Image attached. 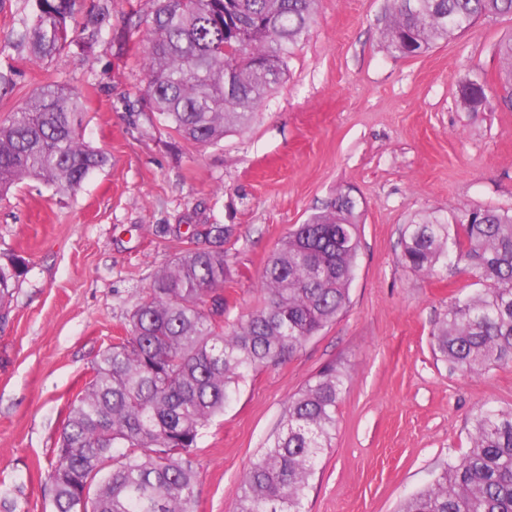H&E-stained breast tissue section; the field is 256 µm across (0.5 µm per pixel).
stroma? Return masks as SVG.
Instances as JSON below:
<instances>
[{
    "instance_id": "35a3bbf8",
    "label": "stroma",
    "mask_w": 512,
    "mask_h": 512,
    "mask_svg": "<svg viewBox=\"0 0 512 512\" xmlns=\"http://www.w3.org/2000/svg\"><path fill=\"white\" fill-rule=\"evenodd\" d=\"M386 8L319 0L256 120L198 148L141 96L152 0H112L93 53L73 47L38 62L15 47L26 0H0V70L15 82L0 121L55 78L84 93L83 138L112 156L77 194L25 180L0 197V265H25L0 311V482L15 512H53L48 469L69 405L195 228L226 229L232 324L260 303L267 257L340 188L364 210L349 305L290 359L249 373L204 430L197 512H236L243 472L289 398L328 363H344L349 379L307 512H395L467 451L479 408L512 407V367L469 374L431 347L451 297L475 292L473 276L428 277L399 261L415 214L512 210V91L495 53L512 16L403 59L380 39ZM470 80L490 99L475 112L457 101Z\"/></svg>"
}]
</instances>
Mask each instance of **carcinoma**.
Listing matches in <instances>:
<instances>
[{"instance_id": "cac0c4a2", "label": "carcinoma", "mask_w": 512, "mask_h": 512, "mask_svg": "<svg viewBox=\"0 0 512 512\" xmlns=\"http://www.w3.org/2000/svg\"><path fill=\"white\" fill-rule=\"evenodd\" d=\"M17 46L30 61L74 42L84 12L83 49L109 13L108 0H27ZM319 0H154L144 95L179 137L213 145L249 126L284 81L288 59L308 35ZM512 15V0H391L381 30L387 50L415 57L455 39L478 20ZM500 79L512 89V38L498 44ZM488 99L477 81L460 105ZM82 92L52 80L0 123V196L25 179L76 193L111 157L86 143ZM358 200L338 191L297 224L267 258L263 302L224 324V227L176 253L155 275L124 335L103 351L72 403L49 474L54 512H195V450L246 375L276 366L341 314L355 277ZM401 263L426 276L463 266L479 285L456 298L432 332L438 357L482 374L512 364V214L470 209L432 213L402 229ZM23 263L0 267V306ZM347 369L330 363L288 400L275 433L241 478L237 512H304L318 462L331 447ZM398 512H512V408L474 417L470 447Z\"/></svg>"}]
</instances>
